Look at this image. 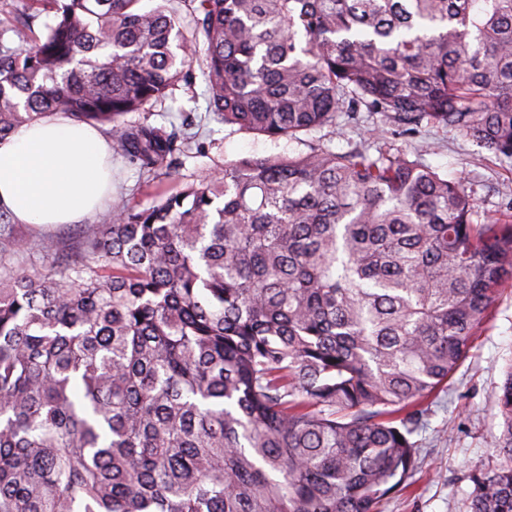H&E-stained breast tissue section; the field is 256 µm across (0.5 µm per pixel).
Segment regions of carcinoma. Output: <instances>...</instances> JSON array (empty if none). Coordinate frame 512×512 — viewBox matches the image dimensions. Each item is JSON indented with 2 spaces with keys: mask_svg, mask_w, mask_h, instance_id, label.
<instances>
[{
  "mask_svg": "<svg viewBox=\"0 0 512 512\" xmlns=\"http://www.w3.org/2000/svg\"><path fill=\"white\" fill-rule=\"evenodd\" d=\"M144 2L30 0L0 26V145L63 112L111 126L143 186L173 177L191 120L124 118L201 52L208 111L247 133L372 112L512 158V0ZM473 217L377 127L121 198L64 265L12 266L31 242L0 209V512H382L512 278V224ZM492 405L470 512H512V367Z\"/></svg>",
  "mask_w": 512,
  "mask_h": 512,
  "instance_id": "cac0c4a2",
  "label": "carcinoma"
}]
</instances>
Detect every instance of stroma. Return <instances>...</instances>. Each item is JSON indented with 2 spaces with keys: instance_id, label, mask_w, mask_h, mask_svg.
<instances>
[{
  "instance_id": "1",
  "label": "stroma",
  "mask_w": 512,
  "mask_h": 512,
  "mask_svg": "<svg viewBox=\"0 0 512 512\" xmlns=\"http://www.w3.org/2000/svg\"><path fill=\"white\" fill-rule=\"evenodd\" d=\"M194 83L176 89L171 97L147 112L128 115L131 123L169 124L182 113L197 123L204 151L187 158L177 179H160L158 189L196 182L223 168L225 162L245 156L286 155L307 152L320 141L334 150H348L362 141L367 127L339 117L335 128L305 135L303 140H272L223 124L206 110L207 85L201 61L192 64ZM391 143L409 159H417L462 182L475 200L481 219L512 217V159L495 156L454 130L424 128L414 135H393ZM112 196L137 206L149 205L150 191L139 188L138 175L127 162L112 156ZM512 364V279L500 287L490 318L474 339L464 364L450 382L449 392L434 396L424 427L415 439L420 468L407 493L387 500L383 512H469L478 468L496 466L500 457L495 437L500 419L491 400Z\"/></svg>"
}]
</instances>
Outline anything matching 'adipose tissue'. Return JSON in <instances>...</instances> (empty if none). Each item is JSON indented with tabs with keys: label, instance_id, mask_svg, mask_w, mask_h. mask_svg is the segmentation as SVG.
Segmentation results:
<instances>
[{
	"label": "adipose tissue",
	"instance_id": "ef3b65f1",
	"mask_svg": "<svg viewBox=\"0 0 512 512\" xmlns=\"http://www.w3.org/2000/svg\"><path fill=\"white\" fill-rule=\"evenodd\" d=\"M110 140L56 114L23 126L0 145V206L23 224H75L111 189Z\"/></svg>",
	"mask_w": 512,
	"mask_h": 512
}]
</instances>
